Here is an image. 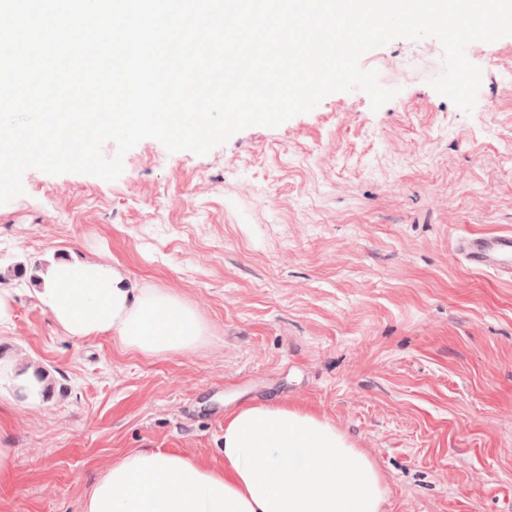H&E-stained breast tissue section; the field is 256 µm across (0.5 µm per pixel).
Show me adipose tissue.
<instances>
[{
  "label": "adipose tissue",
  "mask_w": 512,
  "mask_h": 512,
  "mask_svg": "<svg viewBox=\"0 0 512 512\" xmlns=\"http://www.w3.org/2000/svg\"><path fill=\"white\" fill-rule=\"evenodd\" d=\"M40 304L69 337L107 336L146 357L204 344L209 328L179 295L138 287L104 261L62 260L41 276ZM215 468L149 449L97 480L82 512H382L386 487L371 456L326 417L260 402L229 414Z\"/></svg>",
  "instance_id": "adipose-tissue-1"
}]
</instances>
